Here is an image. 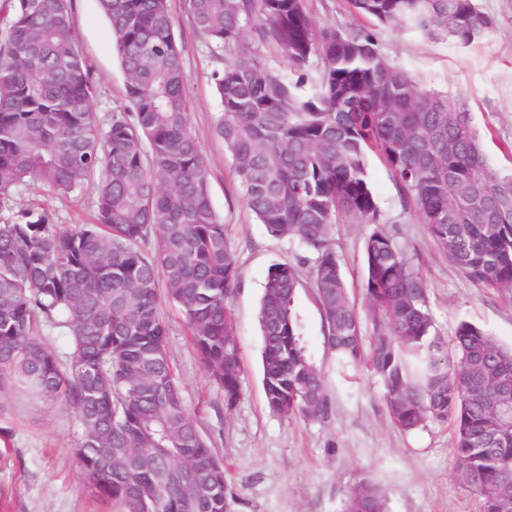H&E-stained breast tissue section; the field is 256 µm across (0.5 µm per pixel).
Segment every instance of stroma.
I'll use <instances>...</instances> for the list:
<instances>
[{"label": "stroma", "mask_w": 512, "mask_h": 512, "mask_svg": "<svg viewBox=\"0 0 512 512\" xmlns=\"http://www.w3.org/2000/svg\"><path fill=\"white\" fill-rule=\"evenodd\" d=\"M495 22L481 41L463 47L418 33L400 32L356 15L348 0H304L316 27L371 29L379 50L422 87L462 98L484 143L490 167L512 171V0H474ZM79 51L96 87L93 110L102 127L125 111L126 76L112 27L98 0H71ZM179 41L191 131L212 170V206L226 226L237 259L231 324L237 338L242 396L226 409L224 393L201 366L184 319L162 303L166 345L187 408L226 472L231 512H342L360 479L385 493L388 512H481L480 497L456 476L453 423L428 422L412 432L394 427L383 388L364 363L339 367L324 341L325 324L309 272H302L294 314L306 353L321 371L329 409L318 419L288 420L273 414L261 378L262 336L257 314L269 266L296 261L301 250L270 236L242 198L224 142L215 132L221 113L213 76L223 56L212 55L196 31L188 0H169ZM367 177L380 221L396 245L420 270L428 286L437 329L452 335L460 322L482 327L512 346V292L471 281L438 247L415 203L405 196L378 153L366 159ZM96 188L63 193L35 183L14 196L11 207L45 209L70 229L96 221ZM373 227L344 217L332 229L352 299L366 306L364 245ZM11 428L0 444V512H121L118 503L95 497L76 464L78 422L73 409L17 392L0 401V428Z\"/></svg>", "instance_id": "stroma-1"}]
</instances>
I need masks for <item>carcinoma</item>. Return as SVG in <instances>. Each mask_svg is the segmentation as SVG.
<instances>
[{"instance_id": "obj_1", "label": "carcinoma", "mask_w": 512, "mask_h": 512, "mask_svg": "<svg viewBox=\"0 0 512 512\" xmlns=\"http://www.w3.org/2000/svg\"><path fill=\"white\" fill-rule=\"evenodd\" d=\"M169 0H99L126 74L128 111L102 130L91 67L75 46L69 0H3L0 204L40 182L73 192L99 177L96 223L64 231L45 210L0 221V395L62 401L78 416L87 484L123 512H228L224 463L186 407L166 349L159 288L189 328L201 365L233 408L241 397L230 322L237 262L210 200L211 169L188 125ZM396 29L468 46L493 19L474 0H349ZM196 30L224 54L215 73L224 141L245 203L277 238L311 255L325 340L383 384L392 423L452 421L458 479L483 512H512V349L461 322L440 335L427 284L384 230L364 249L372 332L364 334L331 232L379 223L365 170L375 149L448 260L473 282L512 291V173L491 168L464 101L423 90L365 29L316 27L303 0H189ZM276 44L292 83L259 50ZM318 78L304 88L312 57ZM300 267L270 266L258 311L269 409L327 412L291 306ZM68 338L60 356L42 328ZM343 512H387L363 479Z\"/></svg>"}]
</instances>
